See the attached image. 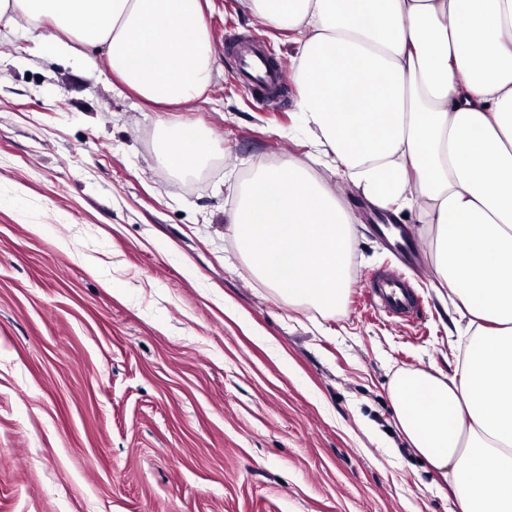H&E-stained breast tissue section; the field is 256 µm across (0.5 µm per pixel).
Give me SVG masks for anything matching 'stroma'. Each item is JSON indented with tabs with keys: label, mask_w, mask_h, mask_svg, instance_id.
<instances>
[{
	"label": "stroma",
	"mask_w": 512,
	"mask_h": 512,
	"mask_svg": "<svg viewBox=\"0 0 512 512\" xmlns=\"http://www.w3.org/2000/svg\"><path fill=\"white\" fill-rule=\"evenodd\" d=\"M205 19L213 80L173 106L37 52L30 19L0 31V512H453L390 394L397 373H452L465 346L428 233L401 219L403 260L317 157L294 96L243 85L231 42L291 61L288 29L243 0H210ZM168 123L208 142L181 176L157 150ZM305 156L355 218L328 313L256 278L228 224L248 176ZM390 269L410 317L371 297Z\"/></svg>",
	"instance_id": "obj_1"
}]
</instances>
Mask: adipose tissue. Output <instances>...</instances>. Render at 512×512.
I'll return each mask as SVG.
<instances>
[{"label":"adipose tissue","instance_id":"1","mask_svg":"<svg viewBox=\"0 0 512 512\" xmlns=\"http://www.w3.org/2000/svg\"><path fill=\"white\" fill-rule=\"evenodd\" d=\"M299 47L296 108L320 152L364 201L418 210L439 296L472 332L454 375L417 370L390 386L415 452L455 490L456 512H512V0H245ZM48 19L45 50L108 71L144 100L182 104L212 76L202 0H0ZM179 172L202 134L165 127ZM494 481H486L487 471Z\"/></svg>","mask_w":512,"mask_h":512}]
</instances>
